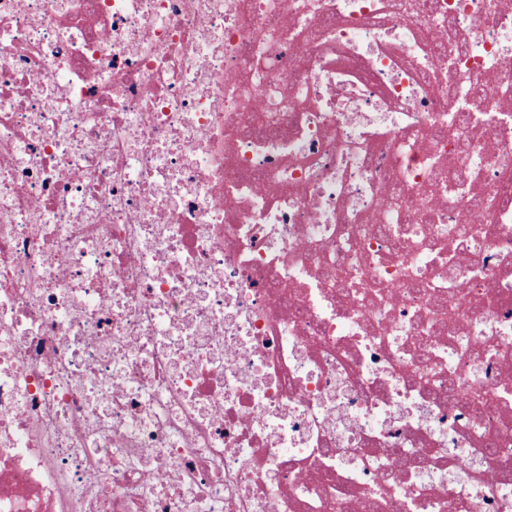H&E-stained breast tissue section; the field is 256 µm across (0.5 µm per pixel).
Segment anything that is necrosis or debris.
I'll use <instances>...</instances> for the list:
<instances>
[{"label":"necrosis or debris","mask_w":512,"mask_h":512,"mask_svg":"<svg viewBox=\"0 0 512 512\" xmlns=\"http://www.w3.org/2000/svg\"><path fill=\"white\" fill-rule=\"evenodd\" d=\"M0 512H512V0H0Z\"/></svg>","instance_id":"1"}]
</instances>
